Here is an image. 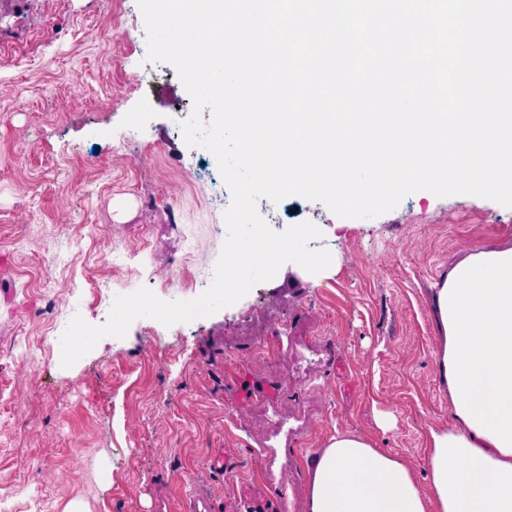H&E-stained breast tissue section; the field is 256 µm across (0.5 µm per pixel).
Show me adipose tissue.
Wrapping results in <instances>:
<instances>
[{
	"instance_id": "1",
	"label": "adipose tissue",
	"mask_w": 512,
	"mask_h": 512,
	"mask_svg": "<svg viewBox=\"0 0 512 512\" xmlns=\"http://www.w3.org/2000/svg\"><path fill=\"white\" fill-rule=\"evenodd\" d=\"M452 423L427 436L428 488L353 433L318 454L307 512H512V242L464 249L433 293Z\"/></svg>"
}]
</instances>
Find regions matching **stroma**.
<instances>
[{"instance_id":"35a3bbf8","label":"stroma","mask_w":512,"mask_h":512,"mask_svg":"<svg viewBox=\"0 0 512 512\" xmlns=\"http://www.w3.org/2000/svg\"><path fill=\"white\" fill-rule=\"evenodd\" d=\"M137 0L0 5V496L14 512H306L313 459L354 432L426 475L450 425L432 293L464 248L512 242V208L418 191L373 219L300 196L259 201L275 231L310 222L317 274L289 262L202 322H133L72 367L71 319L103 324L147 287H207L231 199L188 147L193 101L146 60ZM223 458V468L212 465Z\"/></svg>"}]
</instances>
